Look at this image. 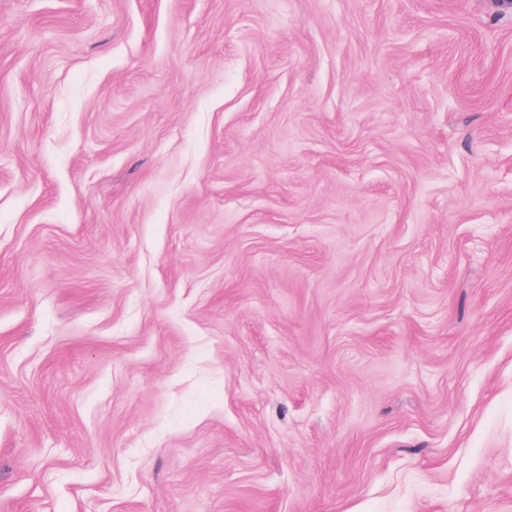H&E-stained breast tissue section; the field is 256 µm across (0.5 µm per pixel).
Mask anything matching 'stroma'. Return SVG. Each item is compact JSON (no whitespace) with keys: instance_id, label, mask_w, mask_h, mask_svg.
Returning a JSON list of instances; mask_svg holds the SVG:
<instances>
[{"instance_id":"35a3bbf8","label":"stroma","mask_w":512,"mask_h":512,"mask_svg":"<svg viewBox=\"0 0 512 512\" xmlns=\"http://www.w3.org/2000/svg\"><path fill=\"white\" fill-rule=\"evenodd\" d=\"M0 512H512V9L0 0Z\"/></svg>"}]
</instances>
